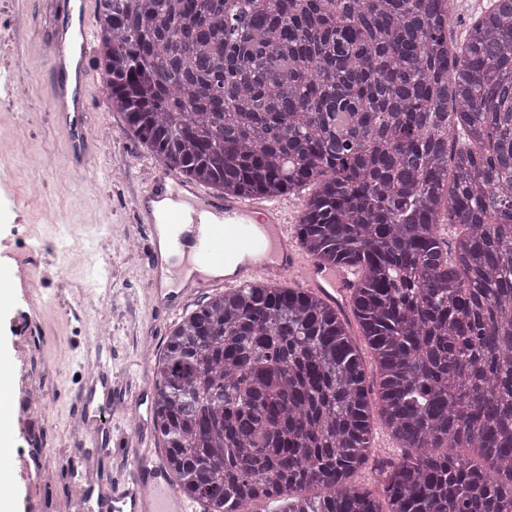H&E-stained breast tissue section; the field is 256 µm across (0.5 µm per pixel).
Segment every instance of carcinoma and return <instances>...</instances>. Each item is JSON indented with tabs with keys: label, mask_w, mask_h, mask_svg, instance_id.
Here are the masks:
<instances>
[{
	"label": "carcinoma",
	"mask_w": 512,
	"mask_h": 512,
	"mask_svg": "<svg viewBox=\"0 0 512 512\" xmlns=\"http://www.w3.org/2000/svg\"><path fill=\"white\" fill-rule=\"evenodd\" d=\"M453 3L99 0L127 129L226 197L315 186L299 248L360 269L376 391L315 292L223 289L173 325L153 428L199 512H512V0L461 40ZM375 417L402 451L377 489L353 482Z\"/></svg>",
	"instance_id": "cac0c4a2"
}]
</instances>
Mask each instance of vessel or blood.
Here are the masks:
<instances>
[{
    "mask_svg": "<svg viewBox=\"0 0 512 512\" xmlns=\"http://www.w3.org/2000/svg\"><path fill=\"white\" fill-rule=\"evenodd\" d=\"M86 0H73L55 20L49 57L57 79L48 89V98L58 125L68 133L70 165L74 171L87 169L100 151L98 140L89 137L75 121L87 109V69L93 43ZM140 229L149 239L144 255L147 287L152 293L161 288V268L165 256H178L183 236L179 225L192 228L199 271L189 278L183 297L214 286L241 287L259 278L279 280L302 269L297 285L322 292L334 305L347 308L350 293L358 280V269L351 264L328 267L301 256L293 246L289 207L285 200L211 197L197 186L184 183L176 174L156 169L145 189L135 198ZM167 224L171 233L160 240L158 227ZM105 340L87 346L94 366L87 382L88 392L111 381L103 362ZM127 473L113 475L102 490L108 499L122 502L128 512H193L189 499L176 492L164 465L146 449L125 451ZM100 456L78 441L67 461V468L83 465L86 481H94Z\"/></svg>",
    "mask_w": 512,
    "mask_h": 512,
    "instance_id": "vessel-or-blood-1",
    "label": "vessel or blood"
}]
</instances>
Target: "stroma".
<instances>
[{
  "instance_id": "stroma-1",
  "label": "stroma",
  "mask_w": 512,
  "mask_h": 512,
  "mask_svg": "<svg viewBox=\"0 0 512 512\" xmlns=\"http://www.w3.org/2000/svg\"><path fill=\"white\" fill-rule=\"evenodd\" d=\"M62 0H0V458L24 455L21 474L0 473L8 495L0 512H67L74 476L63 470L77 435L112 436L156 450L150 398L154 357L180 312L151 302L143 255L148 240L135 230L134 201L161 159L104 102L103 76L91 63L88 109L78 123L94 128L101 152L90 170L67 167L68 141L51 112L44 67L52 19ZM25 225L26 234L16 233ZM123 235L109 237L108 225ZM39 287L52 294L28 323L15 294ZM106 325L112 392L94 404L83 426L85 349ZM65 347L67 356L54 353ZM41 389L46 407L33 417L22 397ZM53 469L37 482L40 468Z\"/></svg>"
}]
</instances>
